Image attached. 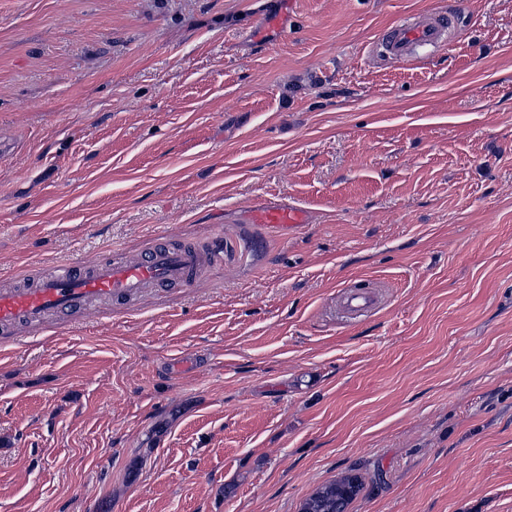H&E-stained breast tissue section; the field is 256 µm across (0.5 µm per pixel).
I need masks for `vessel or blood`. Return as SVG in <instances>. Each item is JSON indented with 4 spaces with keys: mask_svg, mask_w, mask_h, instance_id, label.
<instances>
[{
    "mask_svg": "<svg viewBox=\"0 0 512 512\" xmlns=\"http://www.w3.org/2000/svg\"><path fill=\"white\" fill-rule=\"evenodd\" d=\"M455 23L451 9L431 21L400 24L383 38L381 48L387 56L408 61L415 47L446 44ZM250 217L252 223L281 234L308 221L305 210L286 203L253 205ZM223 257L219 240L204 247L161 240L138 261L118 255L91 264L61 265L27 286L0 290V330L25 322L48 325L56 316L87 304L124 303L160 285L187 286Z\"/></svg>",
    "mask_w": 512,
    "mask_h": 512,
    "instance_id": "obj_1",
    "label": "vessel or blood"
}]
</instances>
